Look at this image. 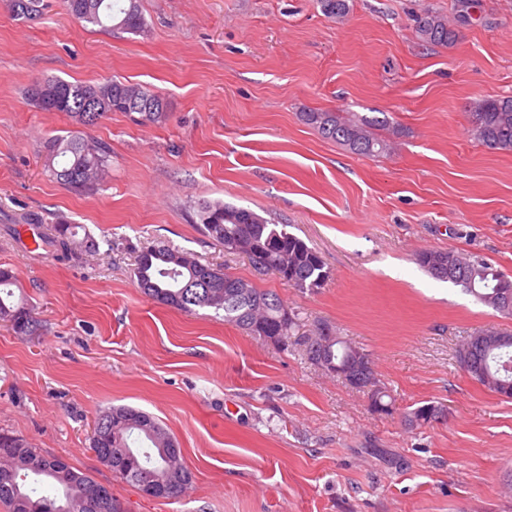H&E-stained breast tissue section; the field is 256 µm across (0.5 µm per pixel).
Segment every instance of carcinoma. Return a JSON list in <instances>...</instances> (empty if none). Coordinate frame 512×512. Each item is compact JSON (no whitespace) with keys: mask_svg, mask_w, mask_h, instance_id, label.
Wrapping results in <instances>:
<instances>
[{"mask_svg":"<svg viewBox=\"0 0 512 512\" xmlns=\"http://www.w3.org/2000/svg\"><path fill=\"white\" fill-rule=\"evenodd\" d=\"M324 15L338 21L350 13L349 0H319ZM477 0H458L456 23L448 16L429 9L415 19L417 39L429 45L451 46L459 37L455 24ZM66 12L87 25L104 30L122 29L140 33L146 21L139 0H62ZM14 17L31 20L42 14L43 0H7ZM28 99L44 112H64L80 126H93L111 112L136 113L146 124H159L168 117L167 101L159 93L140 84L112 80L91 85L72 83L56 77L34 82ZM300 120L323 138L342 145L349 152L366 156H387L392 141L376 133L390 127L388 118L356 115L352 112L311 109L300 113ZM469 132L490 150L512 152V95L478 99L469 104ZM42 155L50 176L66 188L93 193L105 182L110 152L79 130L66 136H52L42 142ZM197 215L208 237L228 249L246 253L257 249L268 254L271 271L301 291L320 288L329 278L321 255L287 230L260 214L223 202L203 201ZM42 247L74 257L96 249L93 239L78 238L77 225H38ZM417 264L433 278L453 284L484 305L512 319V280L491 263L453 251L423 250ZM187 251L155 244L137 256L136 278L142 292L156 303L181 312L200 309L221 313L224 322L251 336L296 337L307 358L343 364L360 347L338 336L323 325L308 335H298V315L270 290L256 287L228 272L219 278ZM13 275L0 270V322L15 334L30 336L37 329L33 310L24 298L14 300L8 289ZM477 335L496 336L495 344L476 346ZM462 370L476 383L500 396L512 398V329L478 330L466 337L458 350ZM371 407L391 412L392 403L381 385L366 391ZM438 405L426 403L407 415L410 426L438 421ZM0 469L11 471V478L0 481V504L8 512H126L112 488L62 461L60 456L43 453L30 439L0 432ZM90 448L112 474L142 488L153 482L154 499L177 500L193 481L176 438L151 414L126 405L101 412L94 422Z\"/></svg>","mask_w":512,"mask_h":512,"instance_id":"carcinoma-1","label":"carcinoma"}]
</instances>
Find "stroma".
I'll list each match as a JSON object with an SVG mask.
<instances>
[{
    "mask_svg": "<svg viewBox=\"0 0 512 512\" xmlns=\"http://www.w3.org/2000/svg\"><path fill=\"white\" fill-rule=\"evenodd\" d=\"M45 2L24 22L0 0V268L40 323L31 336L0 325V429L110 484L129 512H512V400L457 361L467 336L508 321L415 260L457 251L512 278V153L477 143L466 112L512 95V0H480L449 47L421 45L413 19L453 15L454 0H349L341 23L317 0H140V34L82 27ZM47 76L141 84L168 118L113 112L90 128L108 177L72 192L38 152L73 128L29 101ZM310 109L386 113L396 149L351 154L301 121ZM202 201L288 225L327 282L303 293L255 272L197 224ZM30 218L77 225L99 248L30 252L16 234ZM158 242L276 292L302 332L328 325L364 348L392 415L296 343L155 303L134 268ZM429 401L445 420L408 426ZM115 405L177 439L193 473L181 499L145 497L90 450L95 417Z\"/></svg>",
    "mask_w": 512,
    "mask_h": 512,
    "instance_id": "1",
    "label": "stroma"
}]
</instances>
